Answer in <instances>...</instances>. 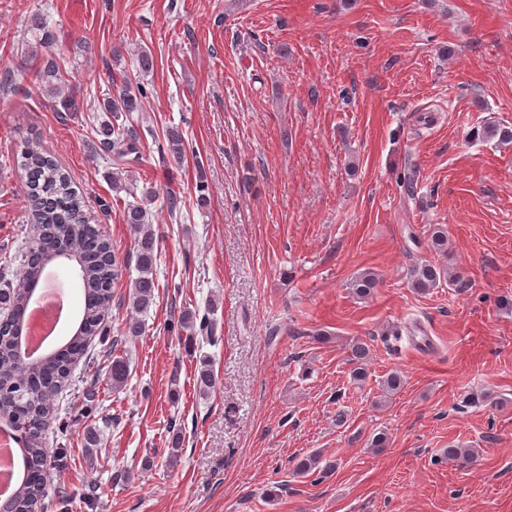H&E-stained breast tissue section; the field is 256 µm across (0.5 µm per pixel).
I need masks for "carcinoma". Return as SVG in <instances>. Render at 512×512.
I'll use <instances>...</instances> for the list:
<instances>
[{
  "label": "carcinoma",
  "instance_id": "cac0c4a2",
  "mask_svg": "<svg viewBox=\"0 0 512 512\" xmlns=\"http://www.w3.org/2000/svg\"><path fill=\"white\" fill-rule=\"evenodd\" d=\"M55 36L46 33L45 55L41 57L36 77L58 99L63 112L76 111L75 93L69 90V80L60 62L52 53ZM152 92L147 86L126 74L112 77V89L103 98L101 111L112 115L97 129L99 140L95 153L112 156L119 165H129L142 158L144 143L134 125L133 113L144 111ZM167 149L177 159L185 151V139L176 128L163 133ZM21 168L25 172V208L29 231L24 235L18 253L20 285L0 278V423L21 439L19 450L24 474L15 484L8 503L11 512H46L52 489L45 469L48 457L65 454V449L48 448L46 439L51 423L58 417L54 397L72 382L73 367L83 364L90 371L96 362L88 352L93 339L103 331V322L112 307L113 286L120 273L119 263L102 227L92 222L84 211L83 197L72 187L67 171L52 157L27 148L22 152ZM141 201H133L124 208V219L135 235V269L130 296L131 307L141 313L153 303L158 283L154 276L157 260V238L149 224L147 205L156 199V191L144 188ZM68 254L73 276L81 288L80 310L69 336L36 366H31L16 354L15 342L21 328L20 316L26 298V289L41 276L44 266L58 265L59 253ZM411 287L418 291L435 288L444 277L443 269L429 261H421L410 269ZM378 279L369 271L356 275L349 283L352 292L360 297L370 296L378 287ZM181 328H188L210 340L214 322L210 313L198 314L190 309L181 311ZM351 379L362 384L368 372L365 362L369 346L360 340L350 346ZM112 387L122 386L128 377V366L121 356H113L110 365ZM197 385L210 391L217 386V378L209 359L197 367ZM172 446L168 461L179 458L182 444L181 428L176 421L169 423ZM448 460L459 467L475 461L470 448L448 449Z\"/></svg>",
  "mask_w": 512,
  "mask_h": 512
}]
</instances>
